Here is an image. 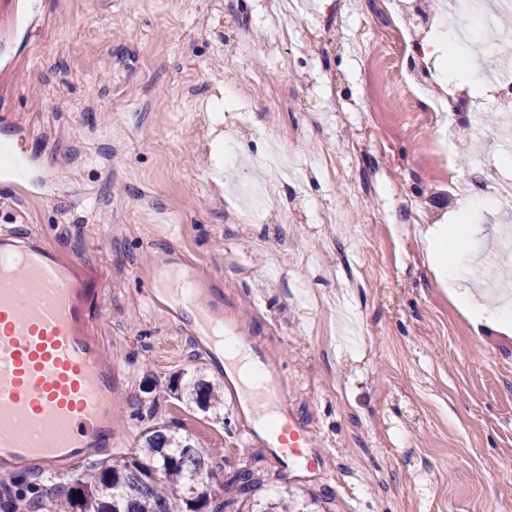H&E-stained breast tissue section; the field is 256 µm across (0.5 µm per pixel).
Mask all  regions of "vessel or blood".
Wrapping results in <instances>:
<instances>
[{"label":"vessel or blood","instance_id":"1","mask_svg":"<svg viewBox=\"0 0 512 512\" xmlns=\"http://www.w3.org/2000/svg\"><path fill=\"white\" fill-rule=\"evenodd\" d=\"M27 158L0 156V183L30 185ZM154 267L178 277V287L148 280L145 298L191 336L199 353L218 362L224 321L198 288L197 270L177 250L155 254ZM91 281L82 268L39 236L0 225V471L25 466L56 474L94 454L111 451L115 372L90 333ZM260 403L275 419L261 423L256 403L236 399L249 414L245 443L262 442L290 468L318 475L326 449L289 410L272 385L259 386Z\"/></svg>","mask_w":512,"mask_h":512}]
</instances>
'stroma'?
Here are the masks:
<instances>
[{
  "label": "stroma",
  "mask_w": 512,
  "mask_h": 512,
  "mask_svg": "<svg viewBox=\"0 0 512 512\" xmlns=\"http://www.w3.org/2000/svg\"><path fill=\"white\" fill-rule=\"evenodd\" d=\"M369 10L370 0H302L296 28L320 32L305 45L275 40L266 0H0V35L17 33L0 57V139L28 131L15 149L47 179L33 197L0 185V212L95 279L90 312L116 373L121 452L158 421L191 435L212 462L213 504L235 497L248 469L259 503L291 488L318 512H512V338L476 333L423 238L435 224L471 226L450 257L484 303H501L489 258L512 226V167L488 205L476 168L497 163L498 141L463 159L453 139L440 156L433 99L394 94L365 58L357 29ZM245 27L250 48L225 56ZM476 35L482 52L459 53L473 69L456 88L483 87L479 122L491 129L492 75L512 70V57L502 30ZM243 65L266 83L237 86ZM309 71L345 81L333 91ZM366 121L390 138L350 152L349 131ZM302 125L306 136L289 140ZM353 174L374 191L358 194ZM451 183L453 202L434 205ZM244 184L270 189L283 212L305 200L307 220L244 209ZM168 248L263 349L289 409L330 451L324 475L288 469L261 442L244 446L232 405L219 423L170 397L175 374L220 381L224 369L143 301L139 271ZM347 264L362 287H348Z\"/></svg>",
  "instance_id": "1"
}]
</instances>
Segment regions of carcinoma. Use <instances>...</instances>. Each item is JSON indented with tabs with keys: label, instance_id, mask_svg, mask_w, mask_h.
<instances>
[{
	"label": "carcinoma",
	"instance_id": "1",
	"mask_svg": "<svg viewBox=\"0 0 512 512\" xmlns=\"http://www.w3.org/2000/svg\"><path fill=\"white\" fill-rule=\"evenodd\" d=\"M170 391L187 408L209 412L216 421L221 418V391L200 373L180 374ZM210 477L208 463L191 438L155 424L143 431L139 448L97 462L89 473L57 489L56 497L60 512H203L206 492L185 497L179 490L199 488ZM293 503L287 490L259 512H301Z\"/></svg>",
	"mask_w": 512,
	"mask_h": 512
}]
</instances>
